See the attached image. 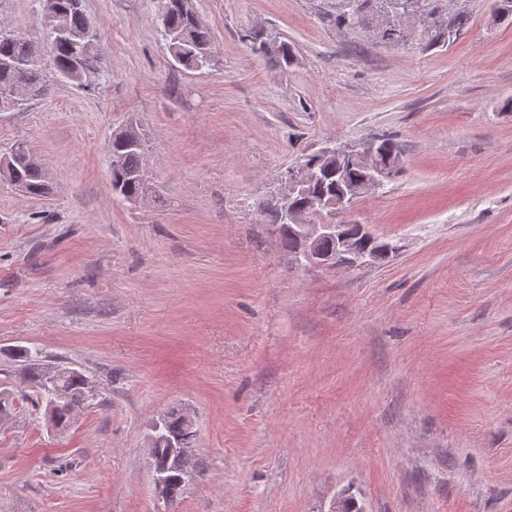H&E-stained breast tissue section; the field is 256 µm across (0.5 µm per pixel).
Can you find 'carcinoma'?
<instances>
[{
    "instance_id": "carcinoma-1",
    "label": "carcinoma",
    "mask_w": 512,
    "mask_h": 512,
    "mask_svg": "<svg viewBox=\"0 0 512 512\" xmlns=\"http://www.w3.org/2000/svg\"><path fill=\"white\" fill-rule=\"evenodd\" d=\"M409 2L414 28L431 44L450 36L453 30L464 24L462 15L446 17L438 5L439 0ZM193 3L195 0H156V19L162 38L173 43L170 55L174 62L185 70L201 72L214 65V38L208 25L192 7ZM386 3L387 0H330L327 18L338 28L354 33L372 31L380 41L396 45L403 39L406 25L401 19L390 21L385 18ZM42 4L44 36L40 43L0 23V112L17 109L27 101L50 93L51 80L43 68L45 52L51 57L54 73L59 79H69V73L77 69L85 76L79 85L91 87L96 85L93 78L103 76L100 23L88 16L82 5H73L72 0H42ZM59 26L80 33L82 38L73 41L58 38L56 29ZM380 147L378 162L400 165L399 152L392 140H381ZM147 155L148 143L137 121L131 120L125 127L112 133L111 188L119 199L128 203L159 194L157 185L142 177L147 170ZM306 158L318 161L321 178L310 183L290 204L278 205L269 201L262 210L266 224L282 228L279 241L289 254L298 250L300 242L288 231L286 209L292 206L314 215L317 200L336 198L348 191L364 174L360 165L339 161L334 155L320 158L313 152ZM0 177L16 190L33 196H43L51 189L45 164H33L22 156L6 166L0 165ZM15 357L23 363L40 400H46L47 392L42 386L41 363L37 356L27 348H19L15 351ZM87 382L88 377L79 370L63 372L61 385L69 392L72 401L69 407L58 412V422H64L75 410L84 406Z\"/></svg>"
}]
</instances>
